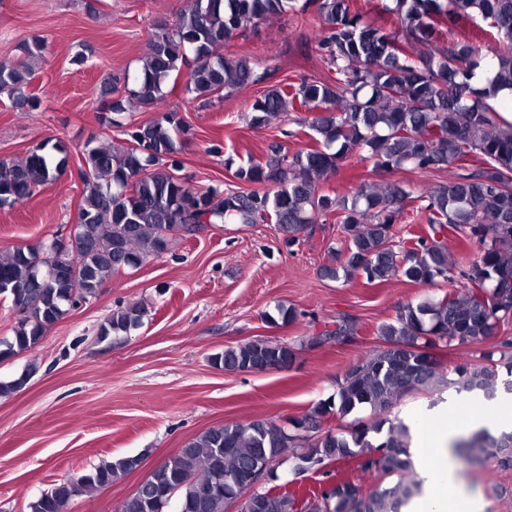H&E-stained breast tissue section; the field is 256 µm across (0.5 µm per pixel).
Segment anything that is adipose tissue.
I'll list each match as a JSON object with an SVG mask.
<instances>
[{"instance_id": "ef3b65f1", "label": "adipose tissue", "mask_w": 512, "mask_h": 512, "mask_svg": "<svg viewBox=\"0 0 512 512\" xmlns=\"http://www.w3.org/2000/svg\"><path fill=\"white\" fill-rule=\"evenodd\" d=\"M459 435L451 429L432 436L414 435L411 461L425 495L410 506V512H481L479 501L466 498L458 484L450 445Z\"/></svg>"}]
</instances>
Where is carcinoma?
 <instances>
[{
	"mask_svg": "<svg viewBox=\"0 0 512 512\" xmlns=\"http://www.w3.org/2000/svg\"><path fill=\"white\" fill-rule=\"evenodd\" d=\"M294 2L194 0L173 27L153 34L139 71L103 83L100 122L121 129L123 142L105 148L93 137L80 154L85 191L76 251L58 252L51 239L0 259V295L24 310L12 339L0 340V361L37 347L72 308L97 298L114 276L163 256L176 235L191 232L202 219L254 224L268 218L293 245L334 213L348 239L341 269L330 268L328 275L361 277L368 284L400 277L421 285L443 281L448 293L409 303L382 324L381 344L336 383L328 400L298 419L296 433L263 419L212 426L156 467L119 512H164L159 499L165 493L176 500L177 512H227L237 488L224 483V475H242L287 450L294 472L318 476L316 485L302 492L286 484L267 486L253 512H401L419 495L421 483L411 477L409 427L390 419V409L409 394L444 383L460 391L494 389L501 366L512 374V124L491 102L499 90L512 89V0H381L379 10L393 17L388 28L364 19L355 0H304L301 13L311 11L319 21L317 46L335 78L271 87L252 104L251 124L266 126L305 108L314 113L303 123L315 146L291 155L278 146L263 161L249 159L235 172L240 182L256 186L247 193L197 190L175 176L181 143L173 132L186 129L178 112L163 110L140 124L112 119L127 111L129 99L146 110L160 107L163 86L178 78L189 53L195 65L186 90L195 99L221 97L264 79L273 72L268 61L226 54L224 48L249 26L294 10ZM462 20L484 24L498 46L482 53L454 30ZM417 44L425 50L413 55L410 48ZM45 49V41L34 38L20 45L22 57L0 61V97L11 107L40 106L28 87L31 61ZM489 57L498 67L489 87L479 89L473 78ZM353 154L388 173L449 166L457 173L416 196L398 183L342 195L321 192L320 182ZM475 157L478 166L471 164ZM70 158L58 140L0 164V207L21 204L57 180ZM410 209L428 229L397 239L394 227ZM450 234L477 243L473 261L448 260ZM142 317L137 306L112 312L100 339L128 333ZM499 330L496 346L481 352L480 362L444 375L434 349L481 344ZM294 358L293 347L256 339L225 348L212 362L226 371L252 372L283 368ZM29 376L0 381V398L22 389ZM365 408L372 419L346 432L329 429L307 444L305 432L320 428L323 419ZM455 449L468 465L489 460L512 471V432L478 431ZM138 463L134 457L104 462L54 485L29 505L30 512H67L74 498L111 485ZM338 464L379 483L368 493L348 477L325 484L323 476Z\"/></svg>",
	"mask_w": 512,
	"mask_h": 512,
	"instance_id": "1",
	"label": "carcinoma"
}]
</instances>
